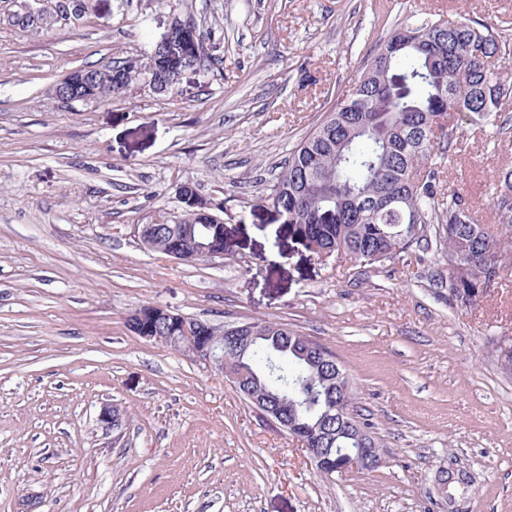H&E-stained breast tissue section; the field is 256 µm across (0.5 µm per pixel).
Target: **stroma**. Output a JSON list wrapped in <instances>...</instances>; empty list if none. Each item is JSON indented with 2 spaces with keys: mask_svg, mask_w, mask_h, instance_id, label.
<instances>
[{
  "mask_svg": "<svg viewBox=\"0 0 512 512\" xmlns=\"http://www.w3.org/2000/svg\"><path fill=\"white\" fill-rule=\"evenodd\" d=\"M56 3L0 0V512H448L435 477L450 464L475 480L463 512H512V378L496 357L512 266L451 308L425 280L445 256L358 274L260 199L395 22L494 16L512 42V0H81L49 29L10 20ZM190 16L220 61L185 73L182 94L54 101L71 71L138 55ZM452 157L444 187L492 224L512 129L462 122ZM187 183L224 207V259L139 245L136 225L165 223ZM146 305L285 323L328 347L383 464L322 478L221 374L136 335ZM106 404L122 426L101 422Z\"/></svg>",
  "mask_w": 512,
  "mask_h": 512,
  "instance_id": "obj_1",
  "label": "stroma"
}]
</instances>
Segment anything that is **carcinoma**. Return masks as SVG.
Wrapping results in <instances>:
<instances>
[{
    "mask_svg": "<svg viewBox=\"0 0 512 512\" xmlns=\"http://www.w3.org/2000/svg\"><path fill=\"white\" fill-rule=\"evenodd\" d=\"M188 50L179 42L154 43L140 58L121 57L93 68L96 83L76 101L108 102L148 80L180 88L185 70L211 69L198 23ZM502 59L500 30L494 18L449 22L424 18L396 26L367 54L359 78L337 96L320 121L291 149L273 181L264 187L269 202L294 226L304 242L317 241L323 252L366 266H408L415 252L456 256L448 274L437 271L430 282L451 307L476 304L504 271L512 240L486 231L460 193H440V174L457 144L459 120L479 125L501 119L512 103V74L491 60ZM181 211L169 224H143L144 246L167 254L175 245L194 251L205 241L211 251H228L224 225L216 222L217 204L193 192L180 200ZM494 223L512 229V167L497 175L492 198ZM154 323L153 341L176 349L185 316L145 306L136 311ZM254 337L238 344L222 336H202L216 343L235 363L245 384L264 394L271 409L286 416L292 433L311 448L324 449L316 463L328 478L338 472V458L352 448H379L369 424L350 416L365 443L339 433L336 418L352 407L345 397V376H336V356L288 326L255 319Z\"/></svg>",
    "mask_w": 512,
    "mask_h": 512,
    "instance_id": "cac0c4a2",
    "label": "carcinoma"
}]
</instances>
